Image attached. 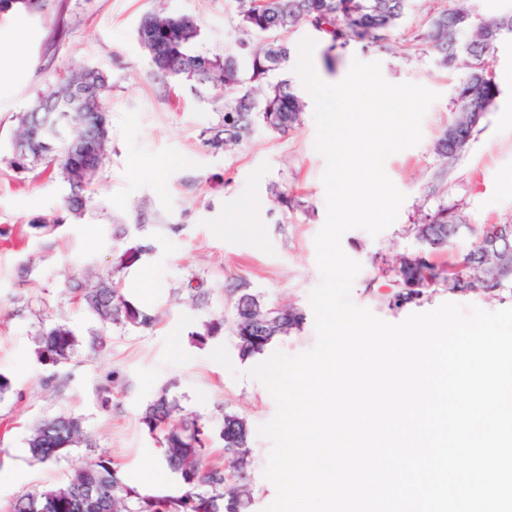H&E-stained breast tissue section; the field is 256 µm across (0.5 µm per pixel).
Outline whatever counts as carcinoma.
Here are the masks:
<instances>
[{
    "mask_svg": "<svg viewBox=\"0 0 512 512\" xmlns=\"http://www.w3.org/2000/svg\"><path fill=\"white\" fill-rule=\"evenodd\" d=\"M237 48L222 55L198 47L201 28L190 16H142L138 29L147 36L145 46L154 65L161 90L188 82L195 89L215 92L222 102L221 121L203 132V144L214 150L239 145L256 123L270 132L287 134L301 120L304 103L297 89L286 79L275 81L273 74L285 68L293 46L283 34L304 24L327 42L325 59L332 63V52L353 42L366 45L383 43L389 32L401 23L409 0H236ZM48 0H0V13L12 10L41 11ZM512 36V13L491 22H480L461 7H451L430 19L424 40L436 52L440 65L449 69L462 66L464 77L456 87L459 109L434 144L435 154L446 163L454 161L468 146L474 128L499 95L490 69V59L498 43ZM263 37L269 43L254 47L251 40ZM90 68L71 74L41 92L30 109L20 115L14 140L19 151L10 166L29 171L39 165L55 166L69 185L66 215L52 220L53 226L68 216H80L89 202L91 181L83 178L84 158L102 167L108 148L109 116L103 102L106 85L93 90L95 103L82 109L72 106L78 92L87 88ZM69 114L66 140L52 142L43 130V118ZM463 217L442 207L426 216L415 227L422 252L401 258L397 269L400 288L390 302L397 307L417 303L428 290L442 285L448 292L470 290L491 298L503 294L512 299V237L498 239L490 249L483 243L494 236L498 225L482 227L478 247L461 263L444 270L430 260L443 251L461 232ZM152 250L139 240L115 261L114 276L101 278L91 288L80 289L83 305L95 314L101 326L147 329L157 315L134 303L116 274L136 264ZM235 336L242 356L263 353L278 337L288 335L303 324L304 315L295 308L272 311L257 296L239 289L234 302ZM224 329V318H215L201 331L192 333L195 341L205 342ZM36 343L41 360L53 366L68 363L78 346L74 333L63 324L40 326ZM180 412L168 390L161 388L146 405L140 422L150 433L161 434L162 463L176 480L173 491L143 494L125 484L109 459L87 463L65 482L38 488L19 496L9 512H250L252 494L246 484L229 488L224 465L211 458L210 429L193 416L184 415L177 424L172 418ZM250 429L247 420L235 413L224 414L219 438L224 458L240 474L251 465ZM92 446L80 419L54 415L30 429L27 447L41 463L58 460L68 449Z\"/></svg>",
    "mask_w": 512,
    "mask_h": 512,
    "instance_id": "1",
    "label": "carcinoma"
}]
</instances>
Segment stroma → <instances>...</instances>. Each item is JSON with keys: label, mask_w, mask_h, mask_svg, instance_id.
Returning <instances> with one entry per match:
<instances>
[{"label": "stroma", "mask_w": 512, "mask_h": 512, "mask_svg": "<svg viewBox=\"0 0 512 512\" xmlns=\"http://www.w3.org/2000/svg\"><path fill=\"white\" fill-rule=\"evenodd\" d=\"M455 4L410 0L402 23L382 44H350L336 51L330 66L324 42L312 54L314 69L327 82L341 81L353 61H377L388 82L420 84L438 95L423 118L421 142L385 162L387 175L406 196L396 221L375 237L353 229L342 238L344 252L362 265L353 301L390 323L445 302L490 312L504 307L483 294H451L441 287L417 304L389 303L400 257L420 248L414 225L439 207L455 209L473 227L434 254L445 268L475 247L476 227L512 224V40L503 41L492 58L500 94L467 149L449 169L433 151L454 116L463 72L440 67L421 35L435 14ZM148 12L195 17L202 46L213 54L236 41L235 0H49L40 12L0 15V373L12 382L0 400V512L92 458L111 460L131 484L145 467L161 468L160 437L142 427L140 416L162 387L215 433L213 458L221 456L217 435L225 413L245 417L251 428L252 512H265L276 497L264 475L272 442L258 428L274 419L277 406L264 384L246 375L267 356L240 355L231 330V291L244 288L269 306L302 311L300 330L279 338L272 351L295 356L315 346L309 295L321 279L314 239L327 211L321 181L326 160L314 148V107L306 105L300 125L287 135L258 125L235 150L204 146L203 131L221 118L218 105L183 87L162 92L136 39ZM82 66L109 77L110 148L88 211L48 233L37 220L63 213L68 187L51 169L13 170L12 132L47 85ZM135 223L153 250L141 260L150 269L146 290L130 297L158 320L148 330H105L73 290L88 285L89 274L111 273L131 244L122 229ZM192 281L207 291L201 303L186 298ZM219 316L224 330L206 344L194 343L191 331ZM51 322L65 324L79 341L69 364L57 370L42 362L34 343L40 324ZM221 345L232 368L210 358ZM54 372L61 385L44 388L42 378ZM105 386L110 395H102ZM61 413L82 419L92 446L70 449L54 463L31 461L30 427Z\"/></svg>", "instance_id": "obj_1"}]
</instances>
